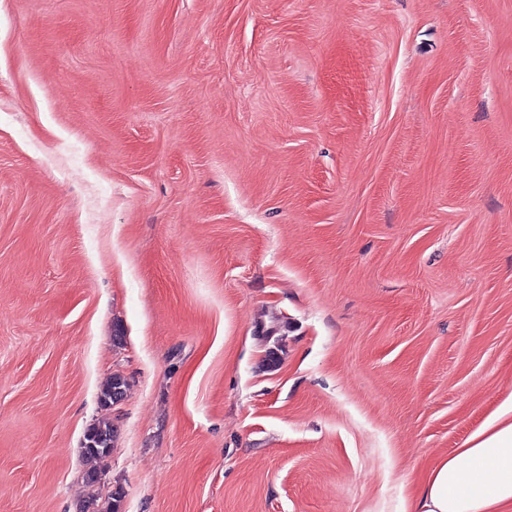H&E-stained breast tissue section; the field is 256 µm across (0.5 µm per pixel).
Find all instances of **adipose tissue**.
I'll use <instances>...</instances> for the list:
<instances>
[{
	"label": "adipose tissue",
	"mask_w": 512,
	"mask_h": 512,
	"mask_svg": "<svg viewBox=\"0 0 512 512\" xmlns=\"http://www.w3.org/2000/svg\"><path fill=\"white\" fill-rule=\"evenodd\" d=\"M406 512H512V396L466 447L433 464Z\"/></svg>",
	"instance_id": "adipose-tissue-1"
}]
</instances>
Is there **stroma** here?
<instances>
[{
    "mask_svg": "<svg viewBox=\"0 0 512 512\" xmlns=\"http://www.w3.org/2000/svg\"><path fill=\"white\" fill-rule=\"evenodd\" d=\"M511 395L512 0H0V512H403ZM96 437L95 448H88L87 443L91 440V437ZM87 443L84 448L85 455L91 462H96L103 457H106L110 452L112 445V424L109 422H101L96 426L92 427L90 433L86 437ZM111 444V445H110ZM110 448V449H107Z\"/></svg>",
    "mask_w": 512,
    "mask_h": 512,
    "instance_id": "stroma-1",
    "label": "stroma"
}]
</instances>
